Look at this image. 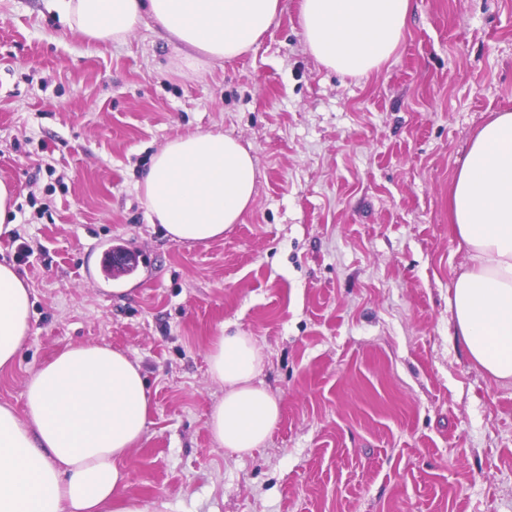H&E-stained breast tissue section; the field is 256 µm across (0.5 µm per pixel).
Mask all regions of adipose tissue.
<instances>
[{"mask_svg":"<svg viewBox=\"0 0 512 512\" xmlns=\"http://www.w3.org/2000/svg\"><path fill=\"white\" fill-rule=\"evenodd\" d=\"M71 31L98 44L122 43L144 20L199 57L231 60L266 33L279 0H45ZM413 0H300L306 50L344 76H366L401 46ZM139 187L152 223L172 241L205 243L241 222L257 194L252 155L219 129L168 141ZM449 222L469 264L449 306L471 359L498 381L512 380V112L477 131L449 195ZM31 290L0 263V371L30 333ZM208 374L222 395L207 427L225 455L264 447L281 403L261 383L265 354L244 332L212 337ZM24 410L0 404V512H163L127 496L122 462L141 443L151 399L140 364L100 343L72 344L37 367Z\"/></svg>","mask_w":512,"mask_h":512,"instance_id":"adipose-tissue-1","label":"adipose tissue"}]
</instances>
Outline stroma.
Here are the masks:
<instances>
[{"instance_id": "obj_1", "label": "stroma", "mask_w": 512, "mask_h": 512, "mask_svg": "<svg viewBox=\"0 0 512 512\" xmlns=\"http://www.w3.org/2000/svg\"><path fill=\"white\" fill-rule=\"evenodd\" d=\"M299 0L250 51L186 66L141 24L123 43L66 31L43 0H0V181L35 238L0 263L32 290L31 330L0 404L68 345L137 359L151 396L124 461L128 495L166 512H512V382L454 338L467 253L448 195L472 137L512 111V0H414L379 72L305 49ZM223 129L257 195L204 244L150 223L138 183L171 138ZM142 257L99 274L102 240ZM254 336L282 403L267 445L225 457L206 427L220 331Z\"/></svg>"}]
</instances>
